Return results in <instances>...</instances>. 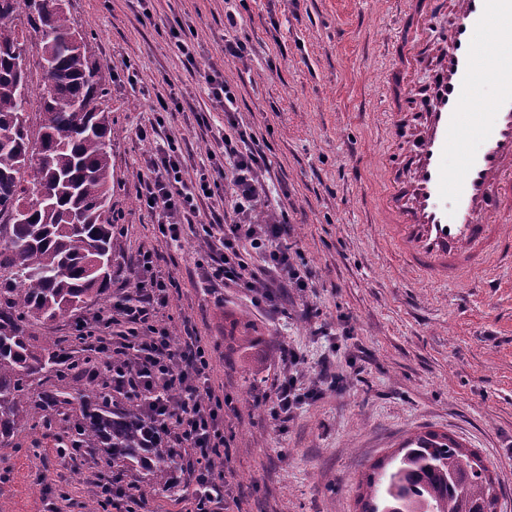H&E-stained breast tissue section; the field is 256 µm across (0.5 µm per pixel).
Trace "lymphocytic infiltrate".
I'll return each instance as SVG.
<instances>
[{
    "label": "lymphocytic infiltrate",
    "instance_id": "obj_1",
    "mask_svg": "<svg viewBox=\"0 0 512 512\" xmlns=\"http://www.w3.org/2000/svg\"><path fill=\"white\" fill-rule=\"evenodd\" d=\"M212 103L220 106L227 127L206 164L193 169L186 150L178 140L162 135L166 114L183 109L177 92H169L163 115L150 128L138 130L152 148L140 177L138 201L162 217L158 233L165 243L180 241L184 225H200L206 244H217L219 255L211 256L203 277L211 288L229 284L245 288L255 302L271 300L273 275L281 274L300 289L308 288L310 271L294 264L282 243L288 237L286 219L276 216L256 221L265 205L270 161L259 138L240 123L237 97L222 73L202 74ZM262 256L263 272L251 268L248 254ZM153 251L140 252L136 260L135 294L115 300L82 330L91 353L84 372L95 385L107 384L114 394L137 397L165 429L173 433L172 443L187 458L194 490L193 512H219L231 498L222 473L208 465L224 453V400L212 389L208 373L210 353L202 345L180 342L172 336L161 317L174 286L171 276L156 269ZM281 356L290 371L283 375L264 400L272 417L288 423L307 400L317 397L314 389L302 387L292 369L301 358L289 348ZM110 361L109 375L100 364ZM177 391L183 401L172 410L161 396V388ZM95 495L106 512H146V502L119 475L94 483Z\"/></svg>",
    "mask_w": 512,
    "mask_h": 512
}]
</instances>
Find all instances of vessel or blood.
<instances>
[{"label":"vessel or blood","instance_id":"vessel-or-blood-1","mask_svg":"<svg viewBox=\"0 0 512 512\" xmlns=\"http://www.w3.org/2000/svg\"><path fill=\"white\" fill-rule=\"evenodd\" d=\"M394 48L382 87L387 128L406 148L383 160L381 236L446 288L511 267L512 0H413ZM489 81L497 92L476 111Z\"/></svg>","mask_w":512,"mask_h":512}]
</instances>
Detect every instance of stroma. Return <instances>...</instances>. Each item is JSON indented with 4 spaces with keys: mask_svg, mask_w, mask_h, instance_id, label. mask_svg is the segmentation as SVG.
<instances>
[{
    "mask_svg": "<svg viewBox=\"0 0 512 512\" xmlns=\"http://www.w3.org/2000/svg\"><path fill=\"white\" fill-rule=\"evenodd\" d=\"M144 19L137 0H66L88 34L109 90L119 135L112 142V207L123 254L102 302L132 292L134 260L152 249L175 285L163 322L173 336L211 350L210 383L224 408V482L234 512H360L361 482L410 436L445 433L477 451L496 480L497 512H512V273L498 287L482 273L457 288L415 280L382 244L374 193L384 139L381 76L394 66L391 43L399 0H153ZM240 13L237 36L250 53L224 58V14ZM182 22L201 66L223 72L243 122L262 136L272 162L268 215L286 213L294 262L310 268L306 290L277 292L254 304L233 285L209 291L199 263L206 245L184 229L179 244L158 238V214L137 201L151 150L135 131L156 117L157 98L181 90L187 111L168 117L164 134L185 139L192 164L216 149L224 114L205 83L187 71L169 39ZM134 68L135 84L124 73ZM209 109L210 131L194 113ZM258 340L242 345L244 322ZM302 354L298 377L313 386L330 357L342 379L303 405L287 429L270 418L263 396L287 368L281 346ZM37 452H30V445ZM53 439L0 447V512H83L93 482L109 476L100 456L60 465Z\"/></svg>",
    "mask_w": 512,
    "mask_h": 512,
    "instance_id": "obj_1",
    "label": "stroma"
}]
</instances>
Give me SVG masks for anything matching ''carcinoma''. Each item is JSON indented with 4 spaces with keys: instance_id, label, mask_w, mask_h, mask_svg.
<instances>
[{
    "instance_id": "obj_1",
    "label": "carcinoma",
    "mask_w": 512,
    "mask_h": 512,
    "mask_svg": "<svg viewBox=\"0 0 512 512\" xmlns=\"http://www.w3.org/2000/svg\"><path fill=\"white\" fill-rule=\"evenodd\" d=\"M27 31L38 39L35 60ZM77 32L58 0H0V447L60 425L65 447L142 469L139 493L175 494L178 449L155 418L85 387L60 341L29 333L35 321L77 320L100 300L112 276L94 279L85 264L96 253L112 262L122 248L110 208L108 88L87 43L68 46ZM40 188L51 205L35 203ZM365 485L362 512H496L498 504L481 456L432 431L409 439L392 469L375 463Z\"/></svg>"
}]
</instances>
